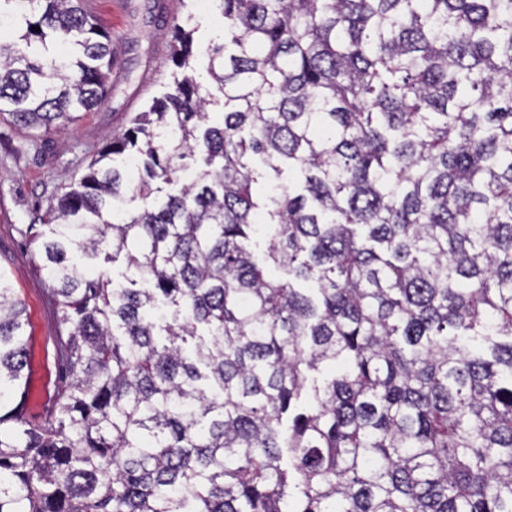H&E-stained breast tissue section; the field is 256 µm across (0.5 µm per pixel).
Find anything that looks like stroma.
Here are the masks:
<instances>
[{"instance_id":"obj_1","label":"stroma","mask_w":512,"mask_h":512,"mask_svg":"<svg viewBox=\"0 0 512 512\" xmlns=\"http://www.w3.org/2000/svg\"><path fill=\"white\" fill-rule=\"evenodd\" d=\"M121 57L109 75L112 95L64 130L32 135L0 116V273L26 306V341L32 376L27 414L40 419L65 384L57 361L61 326L46 274L32 243L31 225L87 170L97 153L147 110L173 81L170 28L192 29L195 67L204 71L207 51L224 41V18L212 0H88Z\"/></svg>"}]
</instances>
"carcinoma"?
<instances>
[{"label": "carcinoma", "instance_id": "carcinoma-1", "mask_svg": "<svg viewBox=\"0 0 512 512\" xmlns=\"http://www.w3.org/2000/svg\"><path fill=\"white\" fill-rule=\"evenodd\" d=\"M215 2L209 83L174 25L172 91L41 217L38 425L0 276V512H512V0ZM8 5L0 115L108 100L83 0Z\"/></svg>", "mask_w": 512, "mask_h": 512}]
</instances>
